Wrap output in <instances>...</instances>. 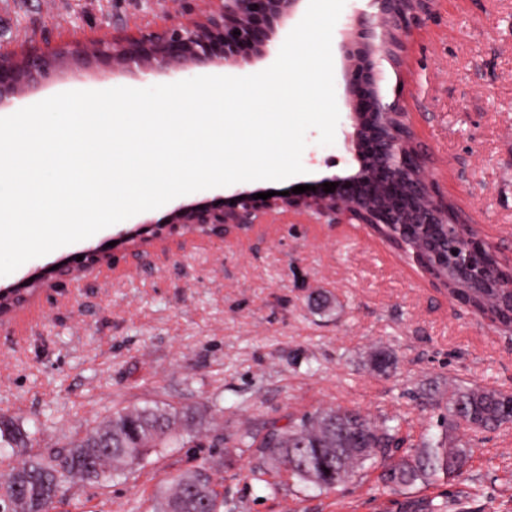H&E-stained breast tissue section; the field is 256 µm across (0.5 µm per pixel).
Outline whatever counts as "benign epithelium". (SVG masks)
<instances>
[{
  "label": "benign epithelium",
  "mask_w": 512,
  "mask_h": 512,
  "mask_svg": "<svg viewBox=\"0 0 512 512\" xmlns=\"http://www.w3.org/2000/svg\"><path fill=\"white\" fill-rule=\"evenodd\" d=\"M304 0H182V7L154 19L143 18L134 26H114L84 40L58 41L51 37L31 40L10 52L0 51V102L20 93L27 85L51 76L56 67L73 56H90L114 70L137 67L143 78L158 73L179 74L191 66L238 68L241 55L264 60L276 51L277 28L292 19ZM434 0H374V20L356 17L345 25L348 49L344 61L348 76V119L353 132L347 143L359 162L349 176H325L311 182L316 190L302 194L254 199L253 190H239L232 199L216 204L182 203L163 224L145 223L116 238L117 244L83 252L72 260L82 271L101 261L117 263L119 246L137 241L150 244L165 234L198 236L219 242L235 230L255 224H282L290 215L315 224H446L448 199L426 173L423 154L409 147L412 135L408 113L400 104L401 90L387 101L380 87L379 60L395 70L403 65L405 39L412 25L432 12ZM418 174L408 194L421 206L398 218L384 197L385 183L392 180L407 157ZM336 184L332 193L323 183ZM25 297L21 288L0 290V317L17 308Z\"/></svg>",
  "instance_id": "obj_1"
}]
</instances>
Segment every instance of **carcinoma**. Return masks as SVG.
<instances>
[{"instance_id": "obj_1", "label": "carcinoma", "mask_w": 512, "mask_h": 512, "mask_svg": "<svg viewBox=\"0 0 512 512\" xmlns=\"http://www.w3.org/2000/svg\"><path fill=\"white\" fill-rule=\"evenodd\" d=\"M388 199L403 211L416 206L400 183L388 186ZM372 228L411 256L425 252L438 270L450 262L456 246L469 250L478 274L499 264L497 256L472 232L458 240L447 238L442 224L424 234L411 224H374ZM447 291L449 298L490 322L512 328L511 290L455 288L450 278ZM394 362L393 352L387 349L370 355V364L379 370L391 368ZM435 408L439 410V433L397 460L393 453L403 442L398 420L373 421L348 409L319 408L290 419L284 427L246 428L238 443L255 449L258 465L250 470V477L272 492L280 489L284 476L307 487L331 490L359 477L368 462L385 465L382 488L396 490L418 483L429 485L441 478L450 481L461 474L468 462V448L458 437L460 429L482 434L512 424V392L508 391L450 383L438 392ZM205 420L202 410L169 403L116 408L68 448L16 460L0 476V512H52L68 484L76 480L98 484L123 474L153 453L187 444L186 427L200 426ZM157 504L158 512H221L224 496L215 490L202 464L173 476L157 495Z\"/></svg>"}]
</instances>
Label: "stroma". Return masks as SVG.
Here are the masks:
<instances>
[{"label":"stroma","instance_id":"1","mask_svg":"<svg viewBox=\"0 0 512 512\" xmlns=\"http://www.w3.org/2000/svg\"><path fill=\"white\" fill-rule=\"evenodd\" d=\"M159 0H0V49L46 34L76 36L158 11ZM136 69L69 60L52 78L0 104V117L61 92L140 87ZM426 166L475 234L512 262V0H435L412 29L400 70ZM307 133L305 177L259 182L287 191L299 180L358 171L343 132L322 146ZM167 207L31 259L0 277L6 288L46 265L98 246ZM384 347L396 362L374 370ZM512 391V330L445 290L363 224H258L224 244L173 236L121 252L116 265L57 282L44 278L0 320V420L26 437L22 455L67 446L112 409L150 401L220 407L185 448L150 455L100 487L72 485L55 512H153L154 494L206 462L223 476L224 512H409L447 500L448 512H512V425L475 438L453 481L386 491L382 466L329 491L288 484L259 490L240 429L285 425L320 407L401 421L410 443L436 433L435 387L451 381Z\"/></svg>","mask_w":512,"mask_h":512}]
</instances>
